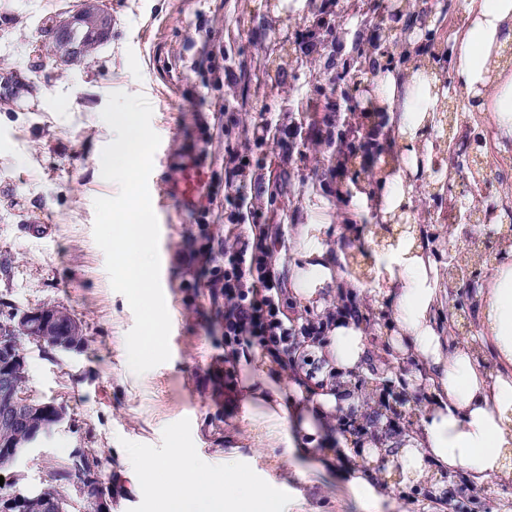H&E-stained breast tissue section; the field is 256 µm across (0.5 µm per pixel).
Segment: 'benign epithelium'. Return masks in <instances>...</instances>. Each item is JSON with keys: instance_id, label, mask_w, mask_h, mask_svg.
Here are the masks:
<instances>
[{"instance_id": "benign-epithelium-1", "label": "benign epithelium", "mask_w": 512, "mask_h": 512, "mask_svg": "<svg viewBox=\"0 0 512 512\" xmlns=\"http://www.w3.org/2000/svg\"><path fill=\"white\" fill-rule=\"evenodd\" d=\"M83 16L80 13L60 21L56 28V42L68 51L81 49ZM112 31V17L107 11L98 15L94 38L105 42ZM82 329V324L68 309L59 306H42L15 312L0 322V429L5 428L18 437L0 441V471L11 472V490L0 494V512H68L67 499L45 495V488L20 489L16 484L22 479L17 470L20 460L39 440L49 436L66 419L63 406L53 401L35 400L26 392L27 376L22 374L24 353L20 352L21 340L26 339L40 346L51 337L49 349L69 352L77 349L70 337ZM73 466L88 468L91 476L78 484L84 508L94 512H111L112 499L98 476L93 458L75 455Z\"/></svg>"}]
</instances>
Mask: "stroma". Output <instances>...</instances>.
<instances>
[{"instance_id":"35a3bbf8","label":"stroma","mask_w":512,"mask_h":512,"mask_svg":"<svg viewBox=\"0 0 512 512\" xmlns=\"http://www.w3.org/2000/svg\"><path fill=\"white\" fill-rule=\"evenodd\" d=\"M83 0H0V304L18 310L66 307L83 325L82 351L24 343L27 392L65 405V422L18 465L22 487L38 488L76 449L96 454L112 512H158L151 485L134 486L131 453L167 459L190 449L211 470L232 462L278 496L280 512H512V483L482 485L463 475L442 489L391 485L371 505L352 491L343 462L307 475L284 456L287 433L245 409L239 394L267 376L320 390L325 361L300 345L274 357L224 343V299L205 281L223 267L224 246L260 228L273 252L281 308L298 327L322 325L320 309L293 292L297 243L306 224L319 243L357 255L352 275L372 265L369 207L336 200L329 126L313 101L336 97V62L358 18L339 8L314 28L306 0H99L112 32L91 62L62 61L51 28ZM303 49L299 68L272 73L285 49ZM144 95L161 144L148 186L160 229V283L171 319L168 361L138 375L127 360L134 325L93 238L94 201L118 192L99 161L112 140L101 112L110 93ZM486 138L490 197L512 201V146L499 144L490 113L462 111L459 132ZM249 208L225 199L242 157ZM207 174L195 207L168 187L186 168ZM50 231L40 234L38 224Z\"/></svg>"}]
</instances>
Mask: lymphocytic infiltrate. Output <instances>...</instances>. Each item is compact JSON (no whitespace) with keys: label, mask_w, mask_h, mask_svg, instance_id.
Masks as SVG:
<instances>
[{"label":"lymphocytic infiltrate","mask_w":512,"mask_h":512,"mask_svg":"<svg viewBox=\"0 0 512 512\" xmlns=\"http://www.w3.org/2000/svg\"><path fill=\"white\" fill-rule=\"evenodd\" d=\"M213 283L224 292V341L276 354L291 352L296 334L282 317L280 283L272 271V253L263 236L237 238L224 248V268Z\"/></svg>","instance_id":"f902f5d3"}]
</instances>
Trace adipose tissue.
<instances>
[{
  "label": "adipose tissue",
  "mask_w": 512,
  "mask_h": 512,
  "mask_svg": "<svg viewBox=\"0 0 512 512\" xmlns=\"http://www.w3.org/2000/svg\"><path fill=\"white\" fill-rule=\"evenodd\" d=\"M466 23L451 39L450 54L457 84L475 109L491 113L498 139L512 144V69L498 66L503 49L512 44V0H463ZM424 71L394 67L381 72L371 89L378 111L387 113L399 146L395 173L381 177L376 195L383 215H405L414 206L415 186L424 165L420 141L439 108ZM302 262L292 272L295 294L307 303L325 304V289L337 301L349 300L358 280L343 276L333 257L315 237L303 235ZM381 276L377 296L387 314L383 340L391 348L389 374L396 387H424L428 399L421 425L399 440L371 437L340 439L336 454L344 459L353 489L372 502L380 495L372 484L369 462L395 448L393 466L401 483L441 487L448 473L463 472L477 483L512 480V260L496 265L480 290L481 331L462 344H451L439 319L447 289L427 242L415 228L398 235L395 244L375 251ZM327 341L325 386L305 395L300 385L280 388L270 379L246 387L248 408L264 406L275 425L294 422L298 438L287 441L288 458L327 456L319 442L327 425L337 423L358 405L348 385L367 370L369 331L347 313L324 323ZM497 353L496 368L477 359L484 345ZM299 401V416L289 419L287 400ZM138 478L159 477L156 487L164 512H275L270 492L247 479L235 464L215 475L205 462L174 449L164 462L137 457Z\"/></svg>",
  "instance_id": "ef3b65f1"
}]
</instances>
